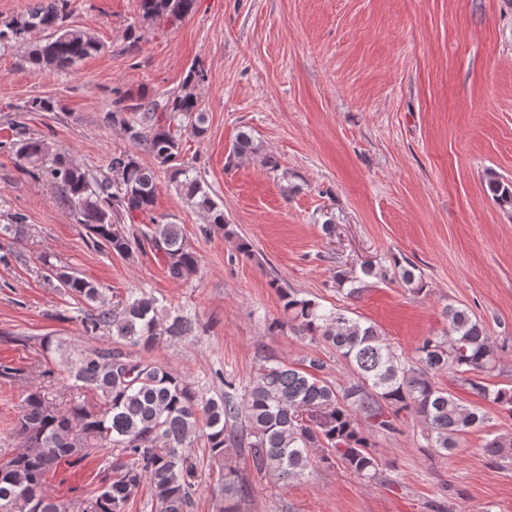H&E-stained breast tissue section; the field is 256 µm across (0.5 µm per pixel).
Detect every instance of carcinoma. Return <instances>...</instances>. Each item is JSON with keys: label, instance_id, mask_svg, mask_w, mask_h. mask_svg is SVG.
Wrapping results in <instances>:
<instances>
[{"label": "carcinoma", "instance_id": "1", "mask_svg": "<svg viewBox=\"0 0 512 512\" xmlns=\"http://www.w3.org/2000/svg\"><path fill=\"white\" fill-rule=\"evenodd\" d=\"M67 0H38L25 13L0 22V49H25L28 63L37 68L68 71L97 54L101 43L90 33L66 24ZM196 0H139L144 22L158 18L182 19ZM43 34L31 41L33 32ZM208 73L193 63L181 86L161 102L144 93L126 92L112 100L108 124L119 128L136 148L149 153L161 166L172 168L171 178L186 201L204 214L206 223H227L224 204L216 201L191 166L179 161L184 131L205 136L208 116L197 89ZM261 154L251 133L240 131L229 158ZM19 167L35 170L50 182L83 224L94 246L128 257L144 244L161 256L168 277L186 281L198 271V257L185 244L178 224H154V229L129 234L126 223L149 214L157 183L153 170L134 152L112 156L110 174L95 176L66 151L34 137L18 143ZM497 201L512 204V184L489 181ZM46 279L64 293L91 306L80 318L86 335L105 334L109 345L78 349L62 339L44 338L46 358L59 361L76 396L65 412L45 394L31 390L21 405L15 431L27 451L0 461V512H124L132 494L148 482L158 512H188L198 477L195 444L203 440L211 455L224 461V498L249 491L239 469L228 461L230 448L251 438L254 469L280 479L301 475L311 466L313 451L333 458L363 479L377 474L380 460L372 451L374 434L396 430L403 411L413 412L424 424L425 440L438 452L452 451L471 429L489 421L488 414L466 405L436 383L453 373L482 399L512 413V386L489 388L481 374L497 366V350L486 328L469 310L453 304L445 309L448 330L424 338L417 357L407 359L387 342L376 325L353 318L347 311L327 310L311 299L283 294L284 320L300 336L322 338L351 368L353 377L341 388L322 379L321 358L310 356L299 367L276 363L259 369L238 397L224 394L206 398L165 366L131 352L147 350L163 335L194 334L195 321L183 314L163 312L151 294L140 293L112 305L103 288L89 278L44 259ZM410 262L394 260L393 278L422 291L421 276ZM382 273L373 266L361 274L344 275L338 286L357 298L367 279ZM90 393L98 403L88 405ZM239 423L241 432L227 430ZM491 458L512 457V436L498 434L485 440ZM94 453L116 477L104 481L91 502L65 504L43 491L45 477L60 466H77Z\"/></svg>", "mask_w": 512, "mask_h": 512}]
</instances>
